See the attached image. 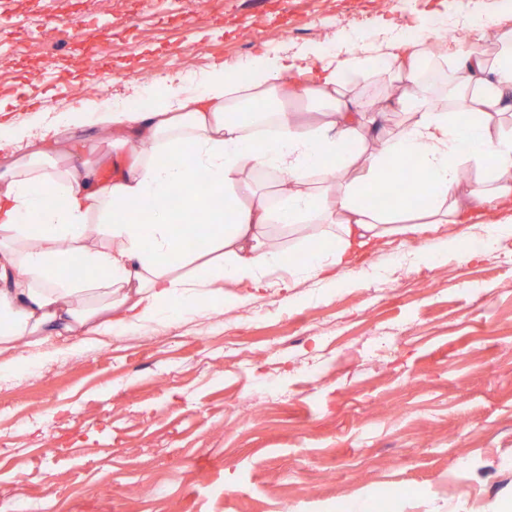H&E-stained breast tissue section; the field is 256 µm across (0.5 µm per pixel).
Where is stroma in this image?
Masks as SVG:
<instances>
[{
	"label": "stroma",
	"mask_w": 512,
	"mask_h": 512,
	"mask_svg": "<svg viewBox=\"0 0 512 512\" xmlns=\"http://www.w3.org/2000/svg\"><path fill=\"white\" fill-rule=\"evenodd\" d=\"M512 27V0H0V124L138 108L266 52L377 55L392 30ZM64 147L125 165L94 125ZM493 232V251L460 261ZM280 265L310 240L272 225ZM392 243L344 281L196 304L0 369L11 512H496L512 503V220ZM141 495L131 499L129 487Z\"/></svg>",
	"instance_id": "35a3bbf8"
}]
</instances>
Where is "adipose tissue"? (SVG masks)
<instances>
[{
  "label": "adipose tissue",
  "mask_w": 512,
  "mask_h": 512,
  "mask_svg": "<svg viewBox=\"0 0 512 512\" xmlns=\"http://www.w3.org/2000/svg\"><path fill=\"white\" fill-rule=\"evenodd\" d=\"M465 28L454 42L439 30L394 41L377 58L353 49L300 60L264 54L252 61L249 83L237 68L219 67L199 96L162 76L164 93L149 110L75 112L36 132L0 131V152L16 156L0 169V369L23 346L116 337L162 311L221 298L228 285L268 287L273 224L336 227L278 282L294 288L332 271L352 277L360 249L385 239H420L511 208L512 136L496 122L512 116V28L485 15ZM431 41L452 44L438 104L419 78ZM371 78L390 91L376 110L356 92ZM294 99L317 104L313 122L289 109ZM393 105L409 119L390 128ZM253 111L273 113L271 136H254ZM88 118L113 131V152L136 148L134 160L114 173L70 157L55 162L61 126ZM159 151L166 163H156ZM471 164L481 176L467 182L462 171ZM259 170L285 173L276 198L254 187ZM403 171L408 177L386 206L364 204L368 186ZM174 195L185 232L208 222L220 259L185 250L161 206ZM194 263L211 273L197 287L176 274Z\"/></svg>",
  "instance_id": "adipose-tissue-1"
}]
</instances>
